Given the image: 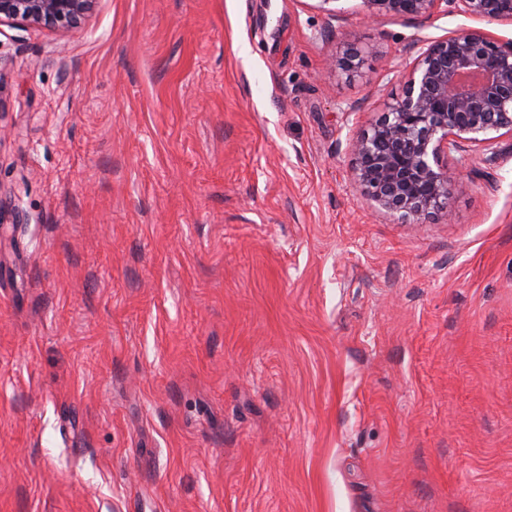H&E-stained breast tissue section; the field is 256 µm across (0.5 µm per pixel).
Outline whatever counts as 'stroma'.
I'll use <instances>...</instances> for the list:
<instances>
[{"instance_id":"1","label":"stroma","mask_w":512,"mask_h":512,"mask_svg":"<svg viewBox=\"0 0 512 512\" xmlns=\"http://www.w3.org/2000/svg\"><path fill=\"white\" fill-rule=\"evenodd\" d=\"M337 7L0 24V512H512V138L380 209L346 139L471 21Z\"/></svg>"}]
</instances>
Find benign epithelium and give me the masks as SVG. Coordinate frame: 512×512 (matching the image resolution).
<instances>
[{"mask_svg": "<svg viewBox=\"0 0 512 512\" xmlns=\"http://www.w3.org/2000/svg\"><path fill=\"white\" fill-rule=\"evenodd\" d=\"M97 0H0V23L68 30L94 10ZM370 20L392 16L420 20L456 14L512 22L500 0H364ZM417 56L403 95L382 119L346 141L364 195L403 218L452 217L449 187L455 184L448 157L481 147L493 152L495 135L512 136V41L466 27L432 41L416 39ZM363 53L346 48L335 60L344 73L363 65Z\"/></svg>", "mask_w": 512, "mask_h": 512, "instance_id": "obj_1", "label": "benign epithelium"}]
</instances>
